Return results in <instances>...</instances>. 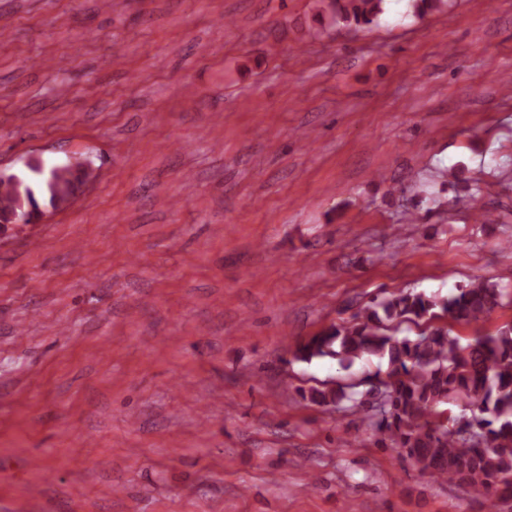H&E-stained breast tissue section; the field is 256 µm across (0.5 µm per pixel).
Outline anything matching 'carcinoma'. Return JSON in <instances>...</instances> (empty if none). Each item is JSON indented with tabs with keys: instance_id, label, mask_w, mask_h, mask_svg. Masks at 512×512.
Wrapping results in <instances>:
<instances>
[{
	"instance_id": "obj_1",
	"label": "carcinoma",
	"mask_w": 512,
	"mask_h": 512,
	"mask_svg": "<svg viewBox=\"0 0 512 512\" xmlns=\"http://www.w3.org/2000/svg\"><path fill=\"white\" fill-rule=\"evenodd\" d=\"M419 17L441 12L448 0H410ZM383 12V0H329L332 25L364 28ZM33 176L0 178V217H32L41 208L71 202L93 178L80 163L31 168ZM502 294L483 278L447 297L401 290L375 298L361 320L332 326L296 348L304 362L330 357L345 369L374 356L387 361L386 376L367 394L313 388L310 402L348 410L368 420L379 441L412 460L433 479L469 486L478 497L512 496V323L466 342L446 326L415 339L383 333L386 321L446 317L467 325L484 321L501 304ZM440 312H434V309ZM465 402L470 416L454 417L444 405Z\"/></svg>"
}]
</instances>
